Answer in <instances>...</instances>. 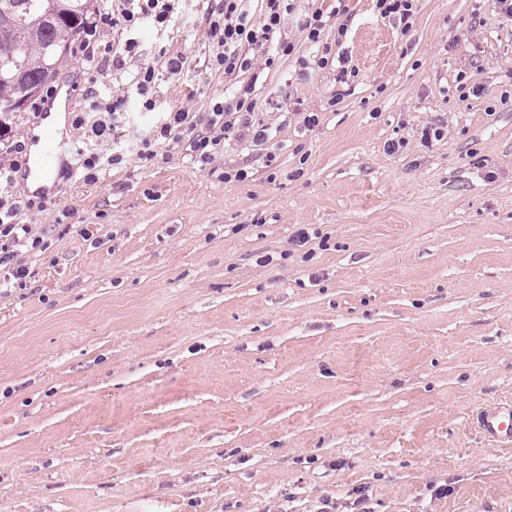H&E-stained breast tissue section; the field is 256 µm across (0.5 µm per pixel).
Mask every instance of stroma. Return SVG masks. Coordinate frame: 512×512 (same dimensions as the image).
Returning <instances> with one entry per match:
<instances>
[{"label":"stroma","instance_id":"35a3bbf8","mask_svg":"<svg viewBox=\"0 0 512 512\" xmlns=\"http://www.w3.org/2000/svg\"><path fill=\"white\" fill-rule=\"evenodd\" d=\"M322 5L300 0L297 55L256 84L266 138L226 139L215 164L166 141L81 178L77 116L136 88L100 52L108 27L60 66L75 106L51 188L21 174L58 83L0 133L25 141L0 182L17 222L47 200L43 249L0 287V512H512V446L472 425L512 401V17L418 0L403 36L348 0L344 85L298 63ZM204 22L141 27L143 53L193 66L161 76L157 111L130 106L128 134L247 82L206 66ZM462 72L481 95L460 98Z\"/></svg>","mask_w":512,"mask_h":512}]
</instances>
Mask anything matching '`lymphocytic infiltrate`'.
<instances>
[{"instance_id":"f902f5d3","label":"lymphocytic infiltrate","mask_w":512,"mask_h":512,"mask_svg":"<svg viewBox=\"0 0 512 512\" xmlns=\"http://www.w3.org/2000/svg\"><path fill=\"white\" fill-rule=\"evenodd\" d=\"M183 0H112L110 9L99 11L95 21L86 26L87 35H94L101 26L112 27L119 34V48L112 53V66L123 70L135 68L137 89L141 96V107L152 111L157 107L156 99L149 92L158 81L159 69L177 75L189 69L188 57L168 55L165 47L155 51L162 67L143 62L139 49L137 32L143 22H152L164 30L181 13ZM206 15L204 30L207 45L208 67L235 77L250 74L252 81L241 86L232 96L214 101L206 120L204 132H197V115L190 107H182L170 113L167 122L160 129L149 131L133 140H122L118 131L117 116L121 111L124 94H115L94 106L90 118L92 134L97 139L96 151L86 162V170L106 169L135 157L146 164L155 157L158 140L175 142L205 164H212L221 151V143L229 136L252 137L261 140L265 129L254 127L251 114L256 108L253 98V80L262 72L276 68L280 57L292 54L295 46L282 35L283 23L295 7L296 0H200ZM346 0H333L330 11L315 10L307 17L303 27L307 39L317 48L316 65L326 69L336 67L340 82L354 78V71L345 67L344 56L334 55L331 44L322 40V33L328 25H335L337 37H345L346 24L338 23V16L346 14ZM17 203L0 196V267L9 268L14 278H22L25 270L16 266L14 259L20 248H38L40 239L33 237L32 225L17 224L13 216Z\"/></svg>"}]
</instances>
